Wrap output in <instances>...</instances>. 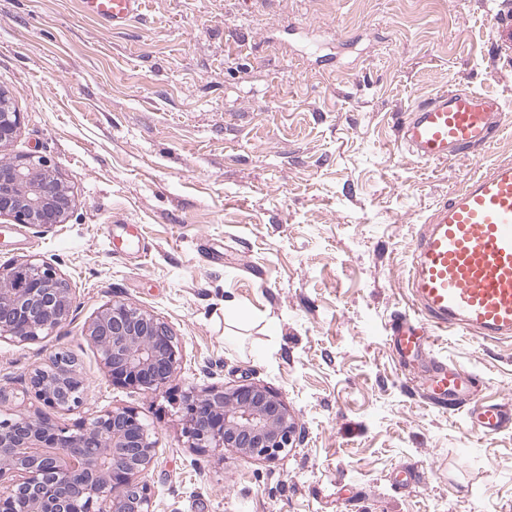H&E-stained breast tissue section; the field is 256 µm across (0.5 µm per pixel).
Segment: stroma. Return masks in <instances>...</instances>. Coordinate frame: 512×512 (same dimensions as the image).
Segmentation results:
<instances>
[{
	"instance_id": "obj_1",
	"label": "stroma",
	"mask_w": 512,
	"mask_h": 512,
	"mask_svg": "<svg viewBox=\"0 0 512 512\" xmlns=\"http://www.w3.org/2000/svg\"><path fill=\"white\" fill-rule=\"evenodd\" d=\"M455 88L512 111V0H148L119 31L81 0H0V92L23 114L0 159L43 156L73 201L42 231L0 218V266L49 263L76 295L49 338L0 342V418L135 409L155 512H512V428L470 438L390 343L430 206L512 159V125L446 164L406 158L403 113ZM116 300L177 338L160 390L112 384L100 362L88 327ZM59 350L89 388L69 412L28 385ZM436 353L512 403V339L447 334ZM242 382L298 419L275 460L187 445L183 395ZM405 468L416 484H398Z\"/></svg>"
}]
</instances>
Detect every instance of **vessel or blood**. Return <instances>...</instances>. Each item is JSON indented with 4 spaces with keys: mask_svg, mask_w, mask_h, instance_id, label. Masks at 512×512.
Listing matches in <instances>:
<instances>
[{
    "mask_svg": "<svg viewBox=\"0 0 512 512\" xmlns=\"http://www.w3.org/2000/svg\"><path fill=\"white\" fill-rule=\"evenodd\" d=\"M84 11L119 30L142 18L148 0H81ZM512 123L502 99L443 90L404 113L402 147L418 162L444 163L490 147ZM414 317L392 324L403 367L424 364L423 395L465 407L472 435L490 438L512 424V404L476 397L475 376L436 356L439 336L512 338V159L479 170L436 203L410 248L407 280Z\"/></svg>",
    "mask_w": 512,
    "mask_h": 512,
    "instance_id": "obj_1",
    "label": "vessel or blood"
}]
</instances>
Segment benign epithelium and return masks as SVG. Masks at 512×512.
<instances>
[{
  "label": "benign epithelium",
  "mask_w": 512,
  "mask_h": 512,
  "mask_svg": "<svg viewBox=\"0 0 512 512\" xmlns=\"http://www.w3.org/2000/svg\"><path fill=\"white\" fill-rule=\"evenodd\" d=\"M21 113L0 92V145L13 139ZM72 207L68 188L34 155L0 162V217L47 228L63 224ZM76 300L49 264L25 262L0 272V341L37 342L67 321ZM89 338L114 385L160 389L175 373L180 352L170 328L124 301L105 306ZM38 399L71 411L87 398L76 358L57 351L29 377ZM189 447L236 450L274 460L296 439L285 402L258 384L188 392L182 399ZM155 457L150 428L132 408L82 418L71 427L49 416L0 421V512H154L142 475Z\"/></svg>",
  "instance_id": "1"
}]
</instances>
